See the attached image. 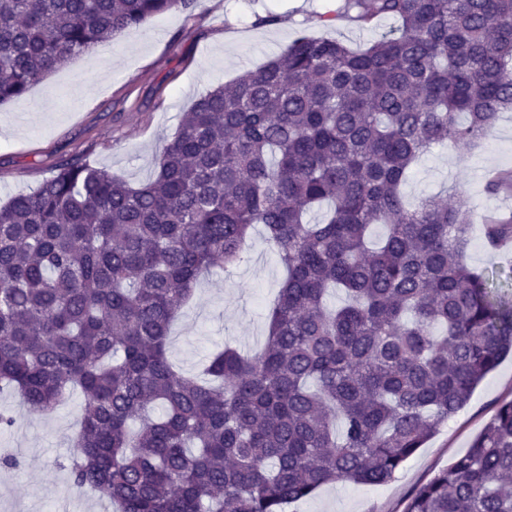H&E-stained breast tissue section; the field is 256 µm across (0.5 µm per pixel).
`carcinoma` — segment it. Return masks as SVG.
<instances>
[{"label":"carcinoma","instance_id":"1","mask_svg":"<svg viewBox=\"0 0 512 512\" xmlns=\"http://www.w3.org/2000/svg\"><path fill=\"white\" fill-rule=\"evenodd\" d=\"M197 6L0 0V105ZM339 17L395 26L359 49L300 33L182 113L137 187L72 159L0 206V387L41 415L82 394L68 471L115 512H287L386 484L512 353V276L463 263L466 197L412 210L401 191L421 155L512 111V0H342ZM258 225L286 269L264 345L177 372L171 320ZM484 226L512 240V217ZM406 512H512V401Z\"/></svg>","mask_w":512,"mask_h":512}]
</instances>
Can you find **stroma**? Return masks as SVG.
I'll use <instances>...</instances> for the list:
<instances>
[{
	"label": "stroma",
	"mask_w": 512,
	"mask_h": 512,
	"mask_svg": "<svg viewBox=\"0 0 512 512\" xmlns=\"http://www.w3.org/2000/svg\"><path fill=\"white\" fill-rule=\"evenodd\" d=\"M336 0H199L193 14L170 11L149 18L127 35L80 56L33 87L25 101L0 105V204L36 188L58 166L85 158L131 186L155 172V156L175 133L193 102L280 53L299 32L359 47L390 31L392 21L363 27L323 15ZM276 14L273 25L259 17ZM512 171V112L502 113L480 145L437 146L422 156L402 192L409 205L426 196L465 192L484 213L512 211L508 194L489 195L487 176ZM466 262L477 271L512 274V243H486L483 226H470ZM285 272L265 233L254 230L244 261L232 272L214 267L199 279L192 303L173 322L168 355L181 373L198 375L206 356L224 340L259 349L267 309ZM512 400V358L476 388L465 407L381 486L339 482L292 504L288 512H405L412 492L464 453L473 438ZM80 394L53 414L27 411L0 395V409L16 418L0 432V455L18 460L0 468V512H111L106 500L72 486L67 469Z\"/></svg>",
	"instance_id": "stroma-1"
}]
</instances>
